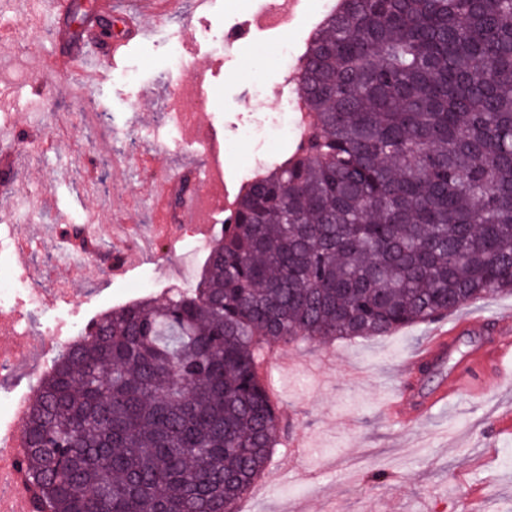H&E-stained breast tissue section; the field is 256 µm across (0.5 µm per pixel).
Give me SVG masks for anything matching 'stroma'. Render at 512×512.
<instances>
[{"mask_svg":"<svg viewBox=\"0 0 512 512\" xmlns=\"http://www.w3.org/2000/svg\"><path fill=\"white\" fill-rule=\"evenodd\" d=\"M324 0H303L294 17L225 42V35L255 17L253 0H213L203 13L174 0L154 31L125 59L112 63L104 47L123 34L121 22L84 0L78 16L51 11L46 0H16L0 8V155L9 159L15 200L0 203V278L22 281L0 305V336L13 339L20 362L0 373V429L12 427L7 403L28 398L53 366L40 345L56 332L74 337L96 317L134 300H164L182 282L175 268L190 249L189 232L176 241L153 235V183L186 159L191 176H210L198 204L196 227L207 237L224 225V195L238 193L241 171L289 157L293 142L261 146L240 142L237 130L276 124L286 80L278 48L303 54L328 16ZM108 28L98 36L106 78L86 86L64 57L84 45L74 28ZM184 110L182 132L157 133L158 115ZM90 223L101 237L115 224L132 227L150 245H136L130 270L114 278L103 270L78 271L83 255L71 250L62 227ZM63 293L55 304L30 306L37 291ZM21 313L31 336L13 332ZM512 317V295L494 294L448 315L452 326L482 318L480 329L457 335L442 363L426 374L425 390L448 377L456 356L486 342L496 318ZM434 326L422 323L384 336L331 345L299 342L281 347L290 364H269L278 394L282 432L265 473L239 504L240 512H468L473 493L484 512H512V383L490 381L478 396L462 394L448 407L413 424L389 420L384 407L399 394L407 359ZM304 445H289L293 432ZM389 478L377 483L375 470Z\"/></svg>","mask_w":512,"mask_h":512,"instance_id":"35a3bbf8","label":"stroma"}]
</instances>
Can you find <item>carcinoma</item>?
<instances>
[{
  "mask_svg": "<svg viewBox=\"0 0 512 512\" xmlns=\"http://www.w3.org/2000/svg\"><path fill=\"white\" fill-rule=\"evenodd\" d=\"M298 89L309 126L197 285L101 315L40 379L30 512H238L279 438L278 348L512 293V0H340Z\"/></svg>",
  "mask_w": 512,
  "mask_h": 512,
  "instance_id": "1",
  "label": "carcinoma"
}]
</instances>
